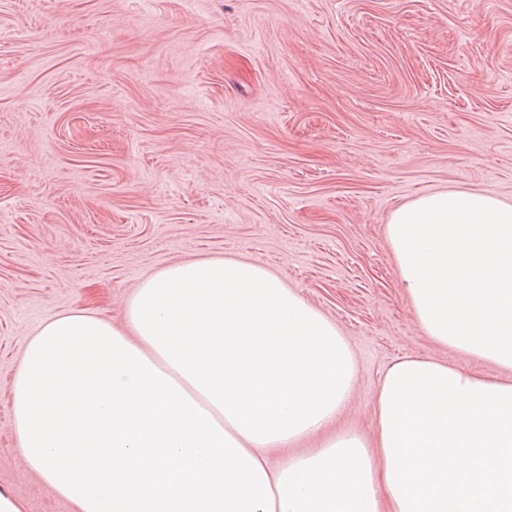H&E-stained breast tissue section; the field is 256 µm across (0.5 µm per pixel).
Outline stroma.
Returning a JSON list of instances; mask_svg holds the SVG:
<instances>
[{
  "label": "stroma",
  "instance_id": "1",
  "mask_svg": "<svg viewBox=\"0 0 512 512\" xmlns=\"http://www.w3.org/2000/svg\"><path fill=\"white\" fill-rule=\"evenodd\" d=\"M512 203V0H0V488L71 512L26 465L10 389L36 329L123 324L177 262L250 261L333 320L371 434L405 356L435 346L385 225L415 195Z\"/></svg>",
  "mask_w": 512,
  "mask_h": 512
}]
</instances>
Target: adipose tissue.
<instances>
[{
	"mask_svg": "<svg viewBox=\"0 0 512 512\" xmlns=\"http://www.w3.org/2000/svg\"><path fill=\"white\" fill-rule=\"evenodd\" d=\"M386 237L424 335L497 377L399 359L371 435L333 432L358 378L336 325L263 266L172 263L123 325L79 308L30 338L12 387L27 466L72 512H512V204L423 194Z\"/></svg>",
	"mask_w": 512,
	"mask_h": 512,
	"instance_id": "adipose-tissue-1",
	"label": "adipose tissue"
}]
</instances>
